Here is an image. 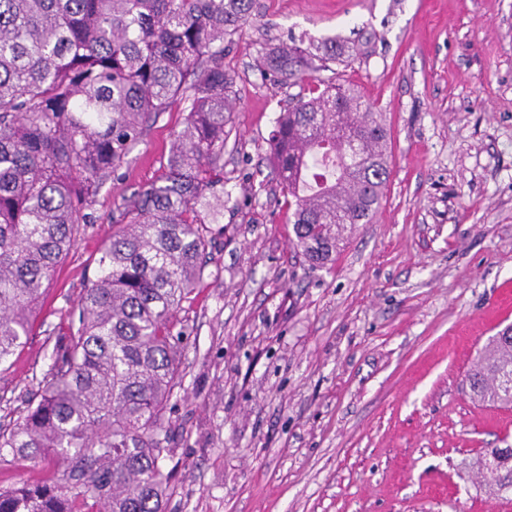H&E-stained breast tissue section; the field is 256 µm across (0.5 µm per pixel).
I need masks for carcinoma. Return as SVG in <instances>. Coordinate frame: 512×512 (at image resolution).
Instances as JSON below:
<instances>
[{
    "label": "carcinoma",
    "mask_w": 512,
    "mask_h": 512,
    "mask_svg": "<svg viewBox=\"0 0 512 512\" xmlns=\"http://www.w3.org/2000/svg\"><path fill=\"white\" fill-rule=\"evenodd\" d=\"M253 0H0V365L21 347L56 269L106 181L148 122L185 104L159 177L125 200L38 394L0 428V458L62 474L0 489V512H164L165 416L180 384L191 300L211 239L202 210L224 202V127L236 109L224 40ZM334 43L266 45L275 86L312 76L269 139L292 209L294 244L327 262L347 225L369 224L388 180L383 113L350 84L314 73L341 63ZM474 398L512 407V333L468 375ZM481 489L512 487V455Z\"/></svg>",
    "instance_id": "obj_1"
}]
</instances>
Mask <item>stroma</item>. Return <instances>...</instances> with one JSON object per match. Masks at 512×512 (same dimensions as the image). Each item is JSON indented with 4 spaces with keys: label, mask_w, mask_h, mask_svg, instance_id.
<instances>
[{
    "label": "stroma",
    "mask_w": 512,
    "mask_h": 512,
    "mask_svg": "<svg viewBox=\"0 0 512 512\" xmlns=\"http://www.w3.org/2000/svg\"><path fill=\"white\" fill-rule=\"evenodd\" d=\"M334 40L383 112L390 176L370 224L310 269L268 159L295 90L264 80L263 45ZM237 110L224 209L186 328L165 426V512H512L458 468L512 448V409L466 375L512 326V0H254L224 45ZM175 103L101 188L37 313L0 367V426L39 388L125 198L161 173Z\"/></svg>",
    "instance_id": "stroma-1"
}]
</instances>
